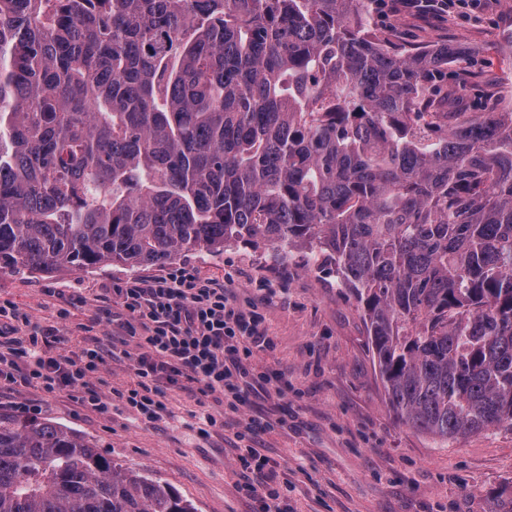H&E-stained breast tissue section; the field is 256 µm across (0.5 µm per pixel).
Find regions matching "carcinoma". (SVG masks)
Instances as JSON below:
<instances>
[{"mask_svg":"<svg viewBox=\"0 0 512 512\" xmlns=\"http://www.w3.org/2000/svg\"><path fill=\"white\" fill-rule=\"evenodd\" d=\"M377 2L0 0V271L305 249L403 423L512 428V111L449 109L452 48L377 32ZM0 512L196 509L0 413Z\"/></svg>","mask_w":512,"mask_h":512,"instance_id":"carcinoma-1","label":"carcinoma"}]
</instances>
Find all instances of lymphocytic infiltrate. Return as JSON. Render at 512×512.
I'll list each match as a JSON object with an SVG mask.
<instances>
[{
  "mask_svg": "<svg viewBox=\"0 0 512 512\" xmlns=\"http://www.w3.org/2000/svg\"><path fill=\"white\" fill-rule=\"evenodd\" d=\"M112 293L128 315L125 335L113 337L110 349L93 346L74 358L49 355L57 340L54 327L31 323L16 306L0 304V379L45 394L68 390L81 407L105 413L109 406L94 380L110 353L122 351L137 378L123 398L143 424L160 419L167 386L183 378L197 383L201 395L223 394L230 411L244 408L254 383L250 360L271 346L257 313L230 302L223 289L200 281L185 266L157 280L116 286ZM130 341L136 347L132 353L125 350ZM266 427L252 418L237 435L239 466L262 477L257 484L245 482L240 491L258 501L259 512H286L275 462L250 444Z\"/></svg>",
  "mask_w": 512,
  "mask_h": 512,
  "instance_id": "obj_1",
  "label": "lymphocytic infiltrate"
}]
</instances>
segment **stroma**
Instances as JSON below:
<instances>
[{"label":"stroma","instance_id":"35a3bbf8","mask_svg":"<svg viewBox=\"0 0 512 512\" xmlns=\"http://www.w3.org/2000/svg\"><path fill=\"white\" fill-rule=\"evenodd\" d=\"M394 25L420 44L465 41L468 52L449 66L447 80L463 105L488 107L495 94L512 92V56L499 51L512 31L506 0H481L444 16L375 12L374 29ZM181 266L255 310L273 340L271 350L252 360L271 381L255 389L249 407L234 413L222 395L208 397L223 428L201 434L190 416L196 408L192 386L168 390L167 415L150 426L141 423L120 397L132 374L117 361L109 362L99 384L109 413L80 409L63 392L5 384L0 411L66 428L123 468L170 485L197 512H255L256 503L236 488L242 479L236 434L253 417L269 423L252 444L277 462L289 512H488L487 492L512 482V429L493 428L439 448L396 418L355 298L335 273L311 266L304 252L283 261L273 251L239 245L135 269L103 264L52 273L0 271V303L54 326L59 341L53 353L70 355L94 338L108 343L125 320L112 285Z\"/></svg>","mask_w":512,"mask_h":512}]
</instances>
